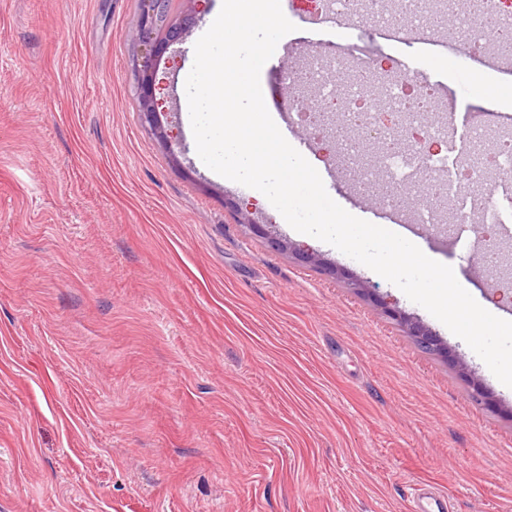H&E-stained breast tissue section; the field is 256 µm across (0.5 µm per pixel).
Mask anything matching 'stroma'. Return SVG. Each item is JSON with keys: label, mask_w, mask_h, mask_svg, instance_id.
I'll list each match as a JSON object with an SVG mask.
<instances>
[{"label": "stroma", "mask_w": 512, "mask_h": 512, "mask_svg": "<svg viewBox=\"0 0 512 512\" xmlns=\"http://www.w3.org/2000/svg\"><path fill=\"white\" fill-rule=\"evenodd\" d=\"M219 2L157 67L167 151L138 110V0H0V512H408L423 484L455 512H512V388L191 145L177 90ZM347 44L408 60L466 118L501 110L440 60L389 48L372 21ZM306 158L349 213L393 223L336 178L333 143ZM426 238L487 303L472 234ZM387 305L457 364L422 352ZM475 381L498 408L472 399ZM384 309L388 316L393 320L403 319L408 325L411 335L414 336L416 339L423 341L425 344L429 345L433 350H447L448 358L450 360H455L456 357H454L451 354V348L447 344H445L439 338V336H436V334L429 327L420 322L417 323L409 321L408 318H406L405 315L396 308L384 306Z\"/></svg>", "instance_id": "1"}]
</instances>
